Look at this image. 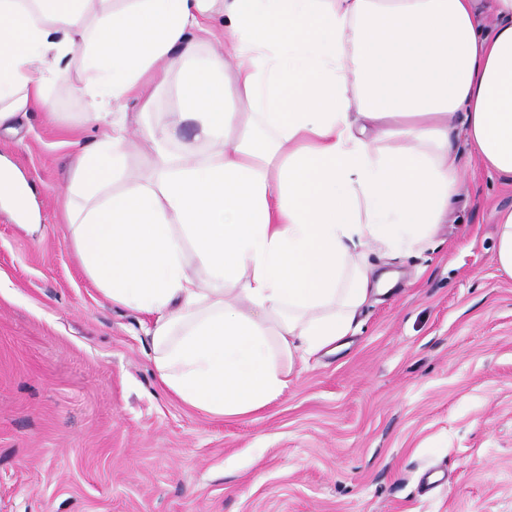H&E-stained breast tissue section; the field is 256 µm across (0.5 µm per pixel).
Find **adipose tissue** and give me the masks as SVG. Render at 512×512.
Here are the masks:
<instances>
[{"instance_id":"ef3b65f1","label":"adipose tissue","mask_w":512,"mask_h":512,"mask_svg":"<svg viewBox=\"0 0 512 512\" xmlns=\"http://www.w3.org/2000/svg\"><path fill=\"white\" fill-rule=\"evenodd\" d=\"M218 13L224 48L200 54ZM54 82L103 131L67 190L79 263L147 316L164 386L219 417L343 349L399 281L367 253L434 236L471 191L462 155L512 180V0H0V128ZM177 84V78L173 76L169 84L159 91L155 98L154 109L155 112L154 118L158 121L165 122L170 117V112H173L176 108V98H175V86Z\"/></svg>"}]
</instances>
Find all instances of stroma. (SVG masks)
<instances>
[{
  "label": "stroma",
  "mask_w": 512,
  "mask_h": 512,
  "mask_svg": "<svg viewBox=\"0 0 512 512\" xmlns=\"http://www.w3.org/2000/svg\"><path fill=\"white\" fill-rule=\"evenodd\" d=\"M54 113L0 129L41 222L0 211V512H512V277L493 211L512 182L465 159L469 197L422 249L369 252L399 291L358 313L246 417L160 382L142 314L81 270L62 202L100 132L48 85Z\"/></svg>",
  "instance_id": "35a3bbf8"
}]
</instances>
